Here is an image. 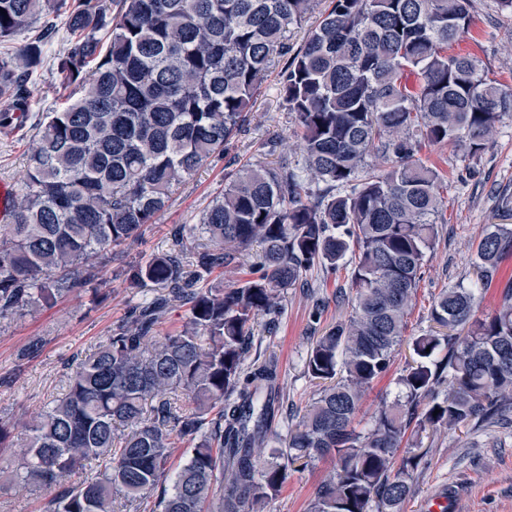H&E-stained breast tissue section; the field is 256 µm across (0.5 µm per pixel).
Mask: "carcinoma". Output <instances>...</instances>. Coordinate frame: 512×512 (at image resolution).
I'll list each match as a JSON object with an SVG mask.
<instances>
[{
	"mask_svg": "<svg viewBox=\"0 0 512 512\" xmlns=\"http://www.w3.org/2000/svg\"><path fill=\"white\" fill-rule=\"evenodd\" d=\"M472 0H333L298 46L288 33L314 0H0V129L31 116L47 47L61 103L35 135L8 223L0 225V318L105 283L112 247L154 224L174 188L245 131L276 65L304 164L246 163L199 223L172 230L170 251L129 269L130 285L167 294L136 306L73 369L67 392L23 423L26 485L57 490L45 512L139 510L162 488L161 512H261L298 462L330 458L311 512H402L425 463L428 430L498 424L512 412V286L478 314L476 289H444L437 325L405 337L412 300L446 223L443 174L422 145L483 152L512 118V86L474 56L448 52L469 34ZM380 159L377 166L369 159ZM260 247L246 278L206 286ZM354 255L350 312L313 342L305 362L320 388L281 438L277 362L244 365L258 317L281 292ZM512 255V225L489 224L476 283ZM178 333L154 336L171 303ZM403 396L367 428L366 392L404 343ZM183 392L195 407L183 410ZM191 445L172 489V436ZM96 464L77 485L71 475Z\"/></svg>",
	"mask_w": 512,
	"mask_h": 512,
	"instance_id": "carcinoma-1",
	"label": "carcinoma"
}]
</instances>
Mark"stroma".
<instances>
[{"instance_id": "stroma-1", "label": "stroma", "mask_w": 512, "mask_h": 512, "mask_svg": "<svg viewBox=\"0 0 512 512\" xmlns=\"http://www.w3.org/2000/svg\"><path fill=\"white\" fill-rule=\"evenodd\" d=\"M473 27L452 47L474 54L491 77L512 85V14L497 0H473ZM294 122L285 110L276 73L265 78L249 114L246 131L227 145L222 156L210 158L175 187L155 223L140 235L113 248L107 266L108 282L97 300L72 294L55 304L21 316L0 319V421L26 419L66 393L69 375L80 359L94 350L112 329L126 322L131 308L157 295L149 285L130 287L126 272L143 257L164 253L172 246L171 230L195 224L209 202L224 190L227 171L246 162L275 164L280 156L298 164L302 157L293 136ZM279 135L277 149H269L271 135ZM31 136H0V181L22 182ZM423 161L437 167L448 181V222L420 282L408 317V335L428 329L429 306L443 289L469 283L478 241L486 225L505 223L501 197L512 196V120L502 124L489 147L467 155L455 144L424 148ZM346 273L324 276L315 270L304 283L285 289L283 312L276 324L259 318L246 364L278 363L289 414L302 412L317 387L305 372V360L315 336L347 318L348 305L337 303V286L346 285ZM32 356H25L29 345ZM427 465L413 481V493L403 512H422L440 492L448 494L447 512H512V431L499 428L460 433L441 430L424 439ZM12 462L0 473V512H42L46 492L19 483L14 467L17 449L5 451ZM334 469L323 459L289 472L288 480L264 512H310L314 491Z\"/></svg>"}]
</instances>
